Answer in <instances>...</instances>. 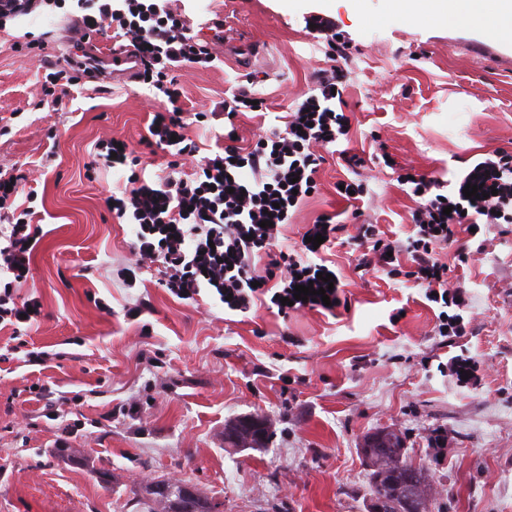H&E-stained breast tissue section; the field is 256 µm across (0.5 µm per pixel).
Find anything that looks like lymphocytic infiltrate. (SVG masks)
I'll use <instances>...</instances> for the list:
<instances>
[{
    "mask_svg": "<svg viewBox=\"0 0 512 512\" xmlns=\"http://www.w3.org/2000/svg\"><path fill=\"white\" fill-rule=\"evenodd\" d=\"M71 21L72 33L82 39L108 28L116 37L129 39L141 61L139 79L148 80L169 104L154 113L140 140L150 155L166 156L167 176L146 177L141 156L115 138L98 142L91 162L92 167L126 174V186L106 199L113 219L133 227L137 260L122 269L124 285L134 287L145 261L158 260L163 264L159 286L181 300L197 301L207 290L224 300L229 311L241 314L249 313L264 295L284 315L292 309L338 308L337 288L324 302L294 297L296 285L322 287L323 275L330 272L321 257L342 229L334 215H321L309 225L299 250L280 248L279 235L301 200L316 193L324 148H337L349 170L365 164L363 156L341 145L350 130L341 92L347 43L332 46L330 68L316 73L313 88L289 110L284 125L250 143H237L238 120L246 112L266 110L267 104L246 85L225 91L211 113H196V121H215L214 146L209 155L200 156L198 169L186 174L179 170L181 159L199 155V147L186 133L183 92L174 73L191 64L208 68L216 61L193 24L171 0H75ZM99 73L94 54L79 59L65 55L45 76L44 103L58 104L83 77ZM396 180L416 203L411 230L406 239L394 238L379 225L363 222L362 209H353L351 216L359 222L356 238L364 247L357 267L383 271L392 280L405 276L430 293L432 302L455 306V314L440 312L438 333L465 335L459 313L465 294L448 291L449 266L441 252L463 235L475 242L477 252H484L479 236L492 226L512 224V150L485 153L458 177L452 191L445 181L425 174L401 173ZM469 184L477 186L478 197H465ZM37 198V190L25 187L22 175L0 177V224L10 229L0 246V275L12 277L0 288V325L16 326L41 313L38 300L15 291L16 283L26 280L42 237L34 223ZM319 235L323 244L313 245ZM259 258L266 261L261 270L255 264Z\"/></svg>",
    "mask_w": 512,
    "mask_h": 512,
    "instance_id": "lymphocytic-infiltrate-1",
    "label": "lymphocytic infiltrate"
}]
</instances>
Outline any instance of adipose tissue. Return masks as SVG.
Wrapping results in <instances>:
<instances>
[{"instance_id":"ef3b65f1","label":"adipose tissue","mask_w":512,"mask_h":512,"mask_svg":"<svg viewBox=\"0 0 512 512\" xmlns=\"http://www.w3.org/2000/svg\"><path fill=\"white\" fill-rule=\"evenodd\" d=\"M391 8L411 24H470L500 40L512 41V0L487 11L483 0H392Z\"/></svg>"}]
</instances>
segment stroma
<instances>
[{
  "label": "stroma",
  "mask_w": 512,
  "mask_h": 512,
  "mask_svg": "<svg viewBox=\"0 0 512 512\" xmlns=\"http://www.w3.org/2000/svg\"><path fill=\"white\" fill-rule=\"evenodd\" d=\"M387 2L188 0L186 9L256 45L258 88L275 113L327 62L306 17L335 18L352 45L344 99L354 148L380 138L401 167L450 182L477 155L512 149V45L506 58H487L495 38L411 25ZM67 28L57 14L0 29V170L23 167L45 209L17 290L42 305L26 341L52 354L43 365L3 360L13 342L0 330V512H140L144 486L163 479L195 485L222 512H365L359 447L382 428L401 432L409 458L431 469L430 512H512V225L449 272V289L470 297L467 332L449 347L437 334L440 306L421 289L356 270L351 223L332 250L347 299L332 315L284 318L262 303L245 318L207 295L192 306L157 285V262L124 287L131 227L105 204L117 176L87 164L98 140L138 143L161 102L139 83L87 82L58 109L38 108L44 56L26 34L60 42ZM214 50L218 67L181 73L188 112L212 108L240 74L225 45ZM348 176L327 156L320 190L283 227L282 247L299 244L318 216L348 210L336 193ZM362 180L368 214L405 236L413 201L389 170ZM145 300L149 312L128 318ZM459 355L471 362L465 380L452 367ZM61 392L80 399L60 404ZM133 401L139 414H122ZM250 415L271 424L264 446L227 447L225 424Z\"/></svg>",
  "instance_id": "obj_1"
}]
</instances>
